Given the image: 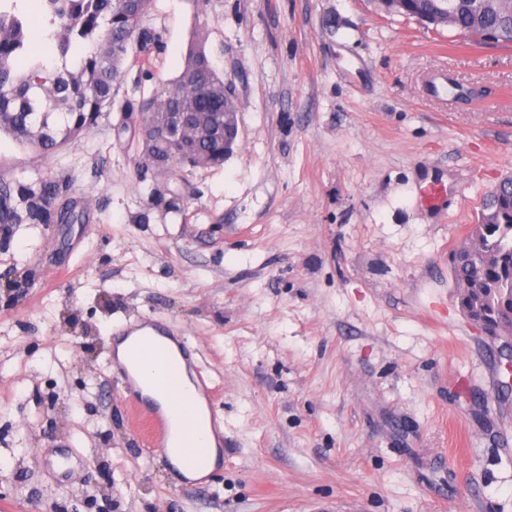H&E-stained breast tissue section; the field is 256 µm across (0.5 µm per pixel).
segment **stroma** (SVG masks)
Listing matches in <instances>:
<instances>
[{
  "label": "stroma",
  "mask_w": 512,
  "mask_h": 512,
  "mask_svg": "<svg viewBox=\"0 0 512 512\" xmlns=\"http://www.w3.org/2000/svg\"><path fill=\"white\" fill-rule=\"evenodd\" d=\"M20 7L17 68L56 62ZM149 23L163 43L119 99L162 90L200 39L239 91L236 148L170 212L118 112L48 158L0 134L8 171L69 179L91 217L0 243V512H512V393L450 277L512 173V48L378 0H154ZM441 71L485 97L429 98ZM144 318L178 332L223 425L201 481L147 448L108 365Z\"/></svg>",
  "instance_id": "35a3bbf8"
}]
</instances>
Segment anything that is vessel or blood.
<instances>
[{
  "mask_svg": "<svg viewBox=\"0 0 512 512\" xmlns=\"http://www.w3.org/2000/svg\"><path fill=\"white\" fill-rule=\"evenodd\" d=\"M130 359L144 372L151 384L166 397V410L152 412L146 422L145 436L149 447L169 451L177 448L184 463L191 468L206 465L208 447L196 408L183 385L176 359L161 342L141 336L130 344Z\"/></svg>",
  "mask_w": 512,
  "mask_h": 512,
  "instance_id": "1",
  "label": "vessel or blood"
}]
</instances>
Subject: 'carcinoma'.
Masks as SVG:
<instances>
[{
  "mask_svg": "<svg viewBox=\"0 0 512 512\" xmlns=\"http://www.w3.org/2000/svg\"><path fill=\"white\" fill-rule=\"evenodd\" d=\"M152 0H41L47 38L55 41L59 64L49 68L32 62L15 71L26 50L25 15L17 0H0V133L49 157L70 145L102 113L154 112L158 98L167 112H185L198 137L185 132L182 162L161 176L177 189L188 172L224 162V73L204 47L193 43L182 72L161 92L137 104L117 101L127 58H146L161 42L148 24ZM390 15L423 18L433 29L444 27L470 46L492 37L512 47V0H409L406 8L386 9ZM74 198L69 182L51 173H37L24 183L0 169V226L14 224H87L84 207L66 214L60 205ZM450 276L460 307L484 320L494 341L512 337V174L504 176L485 199Z\"/></svg>",
  "mask_w": 512,
  "mask_h": 512,
  "instance_id": "carcinoma-1",
  "label": "carcinoma"
}]
</instances>
